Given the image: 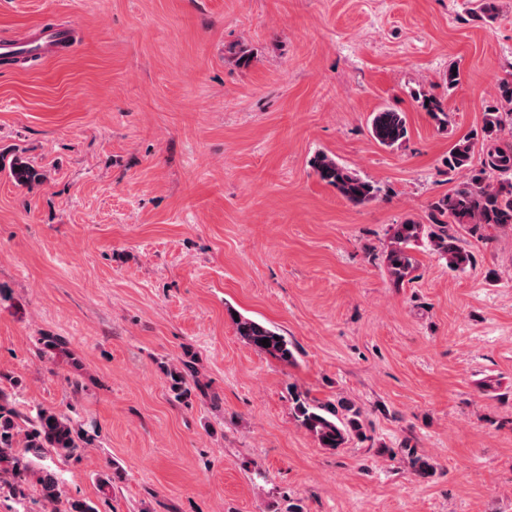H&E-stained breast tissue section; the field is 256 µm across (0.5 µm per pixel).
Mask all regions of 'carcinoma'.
I'll use <instances>...</instances> for the list:
<instances>
[{"mask_svg": "<svg viewBox=\"0 0 512 512\" xmlns=\"http://www.w3.org/2000/svg\"><path fill=\"white\" fill-rule=\"evenodd\" d=\"M497 89L499 99L483 113L482 131L488 139L496 138L501 132L503 114H512V74L500 79ZM418 102L437 122L447 121L448 114L434 97L422 94ZM369 133L381 146L401 145L409 135L406 113L391 106L380 108L372 113ZM475 153L476 142L470 137L459 139L449 150L448 169L466 172V179L433 204L429 232H423L422 225L410 220L397 225L387 253L388 270L396 283L403 282L413 269L415 257L411 248L420 239H427L429 247L447 261L449 268L463 270L471 263L472 256L448 232V226L512 224V146L488 150L484 163L479 166L474 165ZM310 167L321 182L334 188L354 207L372 202L380 192L376 183L324 152L311 158ZM10 169L19 184L32 185L44 178L43 173L21 158L14 159ZM234 325L236 335L246 345L287 365L295 361L292 343L274 328L242 315ZM265 338L269 339L268 347L261 344ZM291 400L296 421L322 448H340L350 437L363 435L361 410L350 403L320 402L301 392L292 393ZM91 445L92 437L76 429L66 416L42 410L32 420L0 388V479L9 476L7 484L12 494L25 495L33 460H42L53 453L78 460ZM38 485L47 504L59 501V481L53 471L40 468Z\"/></svg>", "mask_w": 512, "mask_h": 512, "instance_id": "cac0c4a2", "label": "carcinoma"}]
</instances>
